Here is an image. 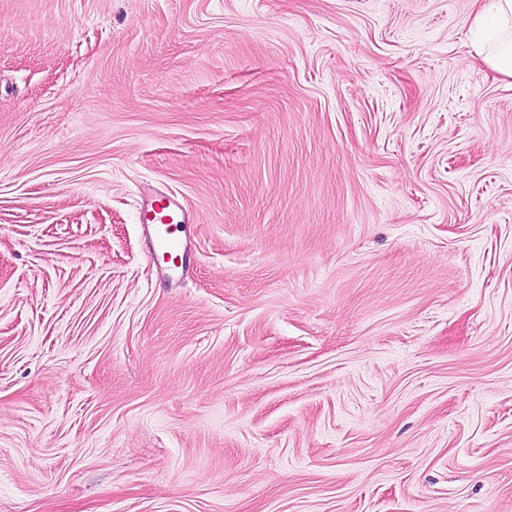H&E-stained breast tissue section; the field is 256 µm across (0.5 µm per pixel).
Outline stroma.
I'll list each match as a JSON object with an SVG mask.
<instances>
[{
    "mask_svg": "<svg viewBox=\"0 0 512 512\" xmlns=\"http://www.w3.org/2000/svg\"><path fill=\"white\" fill-rule=\"evenodd\" d=\"M474 10L0 0V512H512ZM167 205L146 203L140 214L141 222L146 224L153 249L161 253L177 257L184 249V242L180 235V224L189 222L190 217L184 212L176 198L167 199ZM177 218V221L175 222Z\"/></svg>",
    "mask_w": 512,
    "mask_h": 512,
    "instance_id": "stroma-1",
    "label": "stroma"
}]
</instances>
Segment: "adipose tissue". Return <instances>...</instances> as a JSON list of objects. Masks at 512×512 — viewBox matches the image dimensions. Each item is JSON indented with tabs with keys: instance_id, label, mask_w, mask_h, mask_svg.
Segmentation results:
<instances>
[{
	"instance_id": "obj_1",
	"label": "adipose tissue",
	"mask_w": 512,
	"mask_h": 512,
	"mask_svg": "<svg viewBox=\"0 0 512 512\" xmlns=\"http://www.w3.org/2000/svg\"><path fill=\"white\" fill-rule=\"evenodd\" d=\"M472 26L488 32L487 44L478 55L499 76L512 79V0H483L471 18Z\"/></svg>"
}]
</instances>
